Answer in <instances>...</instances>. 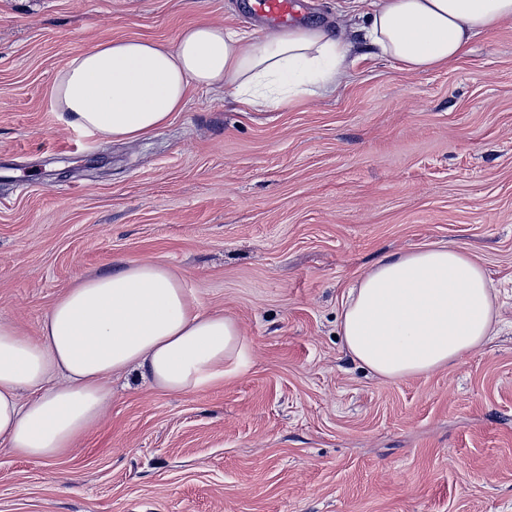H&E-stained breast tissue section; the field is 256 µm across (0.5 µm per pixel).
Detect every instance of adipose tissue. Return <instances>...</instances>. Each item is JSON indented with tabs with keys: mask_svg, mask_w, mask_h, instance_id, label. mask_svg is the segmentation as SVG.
Listing matches in <instances>:
<instances>
[{
	"mask_svg": "<svg viewBox=\"0 0 512 512\" xmlns=\"http://www.w3.org/2000/svg\"><path fill=\"white\" fill-rule=\"evenodd\" d=\"M512 21V0H372L353 31L409 71L447 66L472 41ZM353 43L297 24L255 39L208 22L184 28L174 48L130 39L73 54L52 96L64 121L103 138L136 141L182 111L193 88L234 87L259 111L326 94ZM484 266L452 245L391 255L360 276L342 311L349 354L385 381L457 363L497 330ZM238 323L197 307L164 264L128 262L69 288L40 334L0 319V449L48 462L101 419L113 374L135 371L158 389L198 390L247 364Z\"/></svg>",
	"mask_w": 512,
	"mask_h": 512,
	"instance_id": "adipose-tissue-1",
	"label": "adipose tissue"
}]
</instances>
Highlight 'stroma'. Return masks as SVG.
<instances>
[{
    "instance_id": "1",
    "label": "stroma",
    "mask_w": 512,
    "mask_h": 512,
    "mask_svg": "<svg viewBox=\"0 0 512 512\" xmlns=\"http://www.w3.org/2000/svg\"><path fill=\"white\" fill-rule=\"evenodd\" d=\"M302 4L350 36L345 0ZM200 19L263 35L247 0H0V318L38 335L67 288L149 259L250 356L186 393L114 377L51 462L0 450V512H512V23L439 70L354 55L295 106L196 89L135 142L62 121L51 87L75 52L170 48ZM435 243L486 268L503 329L382 381L348 354L342 302Z\"/></svg>"
}]
</instances>
